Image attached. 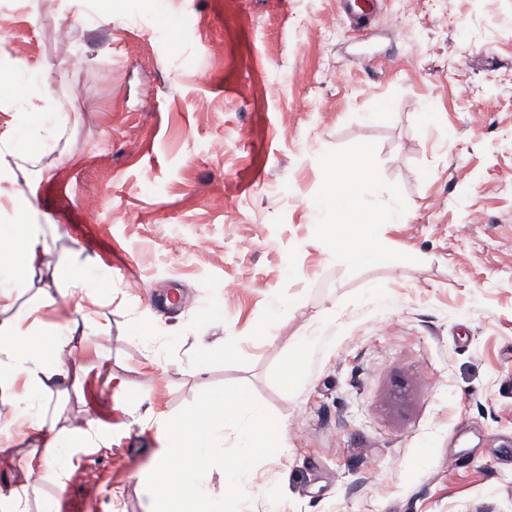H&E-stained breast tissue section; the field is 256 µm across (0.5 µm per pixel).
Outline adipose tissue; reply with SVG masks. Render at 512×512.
Returning <instances> with one entry per match:
<instances>
[{
	"label": "adipose tissue",
	"mask_w": 512,
	"mask_h": 512,
	"mask_svg": "<svg viewBox=\"0 0 512 512\" xmlns=\"http://www.w3.org/2000/svg\"><path fill=\"white\" fill-rule=\"evenodd\" d=\"M368 173L365 150L352 151L337 167L336 182L328 198L321 203L323 214L334 216L337 223L354 228L355 240H343L336 245V256L347 263L372 262L380 253L369 243L368 226L375 222L389 223L392 212L373 216L354 203L355 183L366 181ZM33 311L20 314L7 327H0V389L23 381L27 392L50 388L67 378L66 369L56 358L64 335L38 334Z\"/></svg>",
	"instance_id": "1"
}]
</instances>
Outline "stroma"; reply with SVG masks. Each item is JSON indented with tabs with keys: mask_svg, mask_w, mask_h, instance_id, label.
Returning <instances> with one entry per match:
<instances>
[{
	"mask_svg": "<svg viewBox=\"0 0 512 512\" xmlns=\"http://www.w3.org/2000/svg\"><path fill=\"white\" fill-rule=\"evenodd\" d=\"M166 22L155 0L0 15V70L34 82L0 85V244L43 228L28 272L0 256V325L35 305L74 330L29 407L54 429L0 434V488L152 512L164 420L241 384L283 448L240 512H512V0H379L358 28L337 0H170ZM34 109L56 118L25 130ZM357 148L360 204L401 218L351 265L315 205ZM74 268L95 307L61 294Z\"/></svg>",
	"mask_w": 512,
	"mask_h": 512,
	"instance_id": "obj_1",
	"label": "stroma"
}]
</instances>
